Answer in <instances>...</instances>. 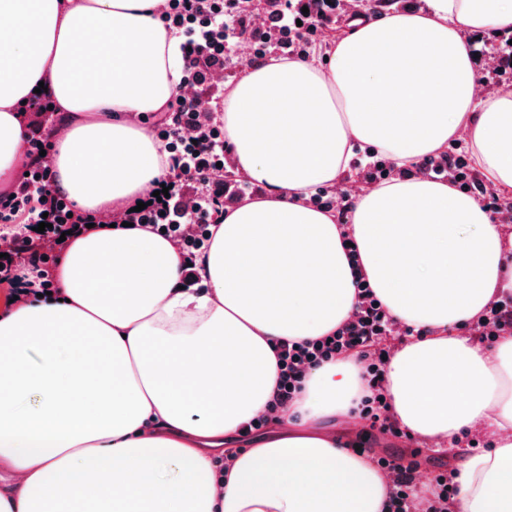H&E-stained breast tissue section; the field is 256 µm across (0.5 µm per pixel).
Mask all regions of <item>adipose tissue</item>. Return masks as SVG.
Instances as JSON below:
<instances>
[{
  "label": "adipose tissue",
  "mask_w": 512,
  "mask_h": 512,
  "mask_svg": "<svg viewBox=\"0 0 512 512\" xmlns=\"http://www.w3.org/2000/svg\"><path fill=\"white\" fill-rule=\"evenodd\" d=\"M166 0H0V189L30 132L24 100L45 86L65 122L55 185L99 216L166 177L144 123L180 90ZM512 29V0H426L357 18L321 60L272 58L224 86V138L237 174L263 193L225 208L179 288L183 256L145 228L100 223L71 238L52 301L0 302V512H381L388 479L329 428L354 418L357 361L308 370L249 449L239 426L267 410L273 346L336 331L356 303L335 214L313 204L356 149L407 168L464 142L484 181L512 190V91H483L468 43ZM348 222L362 274L407 335L386 367L408 436L454 445V512H512V334L493 348L461 335L512 294V225L480 198L417 173L354 196Z\"/></svg>",
  "instance_id": "ef3b65f1"
}]
</instances>
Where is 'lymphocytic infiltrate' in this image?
<instances>
[{"instance_id":"f902f5d3","label":"lymphocytic infiltrate","mask_w":512,"mask_h":512,"mask_svg":"<svg viewBox=\"0 0 512 512\" xmlns=\"http://www.w3.org/2000/svg\"><path fill=\"white\" fill-rule=\"evenodd\" d=\"M237 0H169L162 20L166 28L182 39V84L190 86L193 97L175 96L167 112L158 118L159 136L170 155L165 179L168 196L152 202L141 211L129 212L126 222L155 231L174 232L184 224L199 225L202 240H209L212 229L224 217V194L227 185L214 178L217 164L224 159V72L231 40H248L253 44V60L264 59L269 50L301 58L308 38L326 22L321 14H309L295 20L287 7H280L271 21L286 34L284 41L268 45L260 39V30L250 20L240 17ZM50 147L42 126H34L31 147L23 166L25 177L11 192L0 194V223L13 224L26 219L28 226L19 231L9 251L10 262H26L50 270L57 262L55 254L38 249L42 238L34 224L48 221L60 227L70 223L86 226L93 215L75 211L65 195L52 185L49 160L43 152ZM359 312L331 335L303 343L281 341L275 347L277 383L270 401L271 408L286 406L300 389L308 368L341 358L355 357L363 368L365 394L360 401L359 416L369 429L403 437L392 403L387 396L385 373L389 350L381 347L379 332L387 321V312L364 280H357ZM371 461L389 480L385 512H449L455 494L456 470L444 465L431 479L428 494L414 500L415 470L401 463L398 456L371 454Z\"/></svg>"}]
</instances>
